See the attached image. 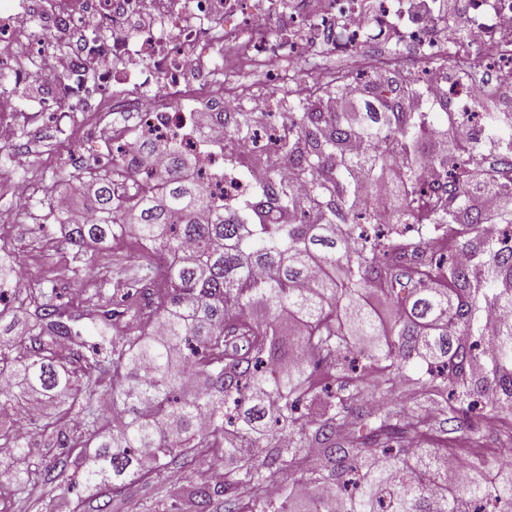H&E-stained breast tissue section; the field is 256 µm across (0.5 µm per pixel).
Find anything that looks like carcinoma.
<instances>
[{
	"label": "carcinoma",
	"instance_id": "obj_1",
	"mask_svg": "<svg viewBox=\"0 0 512 512\" xmlns=\"http://www.w3.org/2000/svg\"><path fill=\"white\" fill-rule=\"evenodd\" d=\"M344 82L337 73L298 100L288 134L275 140L310 185L302 198L274 170L229 208L193 175L191 152L166 142V175L145 177L130 192L116 189L115 158L70 183L88 191L91 223L71 224L50 210L79 253L133 232L151 251L171 256L156 291L138 306V335L112 337L110 300L74 312L40 290L18 340L0 342V408L33 397L67 401L72 429L55 414L39 435L78 449L62 468L73 467L83 484L116 490L193 452L224 457L223 483L193 491L198 512L221 492L233 496L228 512H244L234 497L240 488L250 509L294 512L297 482L280 483L273 497L269 487L275 475L305 468L319 485L308 512H336L328 485L343 495L342 512H512V467L486 489L479 475L490 463L479 458L466 485L450 482L447 451L430 447L428 416L387 404L353 408L359 385L373 380L392 395L415 372L425 402L448 410L450 422L479 405L490 417L512 415V289H505L512 235L496 240L482 231L489 221L511 225L512 208L488 213L472 205L493 192L512 199V114L489 113L493 148L503 152L498 171L486 172L478 149L465 159L452 154L438 160L447 197L419 203L410 145L431 130L429 113L402 111L414 89L401 80L390 96L363 81L380 112L327 111L326 99L340 95ZM231 128L250 139L255 118L233 117ZM392 162L406 192L384 226L360 196ZM437 232L454 238V251L438 258L423 248ZM16 267L1 251L0 287H33L15 278ZM375 290L401 309L389 328L369 302ZM256 309L264 313L259 321ZM493 314L498 326L488 336L483 316ZM82 319L97 331L89 348L77 327ZM323 364L348 366L353 390L320 384ZM109 373L117 383L103 403L99 389ZM245 434L273 443L269 461H254L253 449L242 446ZM0 448L9 449L0 459V473L11 472L6 494L52 482L30 464L16 467L29 458L28 439L2 421Z\"/></svg>",
	"mask_w": 512,
	"mask_h": 512
}]
</instances>
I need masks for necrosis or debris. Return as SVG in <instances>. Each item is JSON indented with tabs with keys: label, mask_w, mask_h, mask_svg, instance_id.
<instances>
[{
	"label": "necrosis or debris",
	"mask_w": 512,
	"mask_h": 512,
	"mask_svg": "<svg viewBox=\"0 0 512 512\" xmlns=\"http://www.w3.org/2000/svg\"><path fill=\"white\" fill-rule=\"evenodd\" d=\"M438 0H0V145L10 146L18 128L39 124L45 112L71 119L96 111L105 88L134 102L138 125L126 132L99 129L98 145L136 156L147 143L176 141L192 151L199 175L216 199H247L266 182L279 157L263 138L238 141L246 161L238 169L224 157L227 126L221 112L238 102L223 89L241 67L260 69L286 86L308 93L299 73L285 70L322 49L345 57L349 87L368 77L385 86L405 72L416 79L428 107L457 113V139L478 138L477 121L487 103L512 111V0H459L461 25L449 28ZM154 6L162 20L150 32L139 19ZM35 25H28V18ZM387 40L411 49L419 64L404 69L396 55L375 56ZM490 73L488 82L472 75ZM40 86L37 106L19 102L28 85Z\"/></svg>",
	"instance_id": "necrosis-or-debris-1"
}]
</instances>
